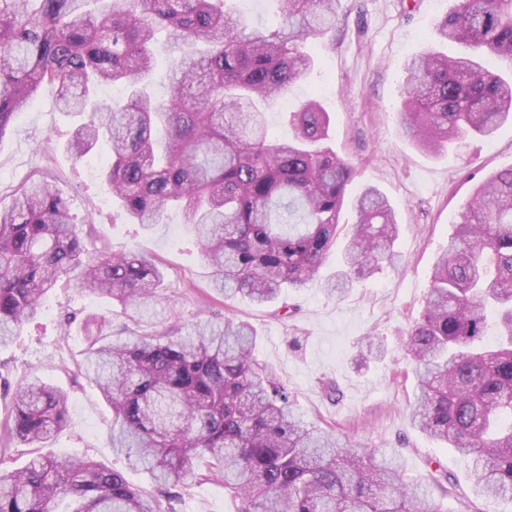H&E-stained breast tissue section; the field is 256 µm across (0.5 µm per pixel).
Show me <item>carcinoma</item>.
Listing matches in <instances>:
<instances>
[{"mask_svg":"<svg viewBox=\"0 0 512 512\" xmlns=\"http://www.w3.org/2000/svg\"><path fill=\"white\" fill-rule=\"evenodd\" d=\"M271 29L224 9V0H0V141L50 86L61 111L87 115L69 139L80 160L105 143L104 184L133 224L148 230L173 208L192 226L213 288L256 305L313 282L357 213L328 280L392 266L397 221L376 187L348 195L354 169L327 145L330 115L310 98L280 138L271 105L314 66L303 44L336 24V0H276ZM176 51L163 100L145 88L158 35ZM439 34L471 50L427 52L406 69L402 130L440 153L469 134L492 137L512 119V0H458ZM497 58L505 68L483 64ZM121 84L127 102L98 99ZM118 303L137 330L112 342L110 317L82 321L80 372L112 409V450L147 474V499L124 472L85 457L31 456L0 467V512H176L195 471L223 482L236 512H443L428 484L405 480L398 450L359 452L305 423L274 370L254 356L245 321L209 320L193 333L152 316L168 301L155 258L139 248L86 251L54 179L41 176L0 205V347L41 313L60 281ZM415 363L410 417L469 461L476 495L512 500V168L477 186L438 259L421 317L402 339ZM66 392L20 385L6 427L22 445L67 424Z\"/></svg>","mask_w":512,"mask_h":512,"instance_id":"carcinoma-1","label":"carcinoma"}]
</instances>
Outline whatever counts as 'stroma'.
Masks as SVG:
<instances>
[{"instance_id":"35a3bbf8","label":"stroma","mask_w":512,"mask_h":512,"mask_svg":"<svg viewBox=\"0 0 512 512\" xmlns=\"http://www.w3.org/2000/svg\"><path fill=\"white\" fill-rule=\"evenodd\" d=\"M454 0H338V23L324 38L306 43L315 68L273 104L268 119L285 133V117L300 102L317 96L331 116L329 144L355 169L349 195L373 186L389 198L398 222L396 266L366 280L354 281L343 297L324 291L325 278L342 268V250L333 248L318 281L307 288L283 292L281 302L295 305V315L276 317L274 306L239 299L225 303L210 287L211 269L179 210L166 223L145 230L127 223L107 193L102 171L111 159L99 145L81 162L65 149L79 116L58 111L55 93L42 88L34 105L19 115L0 143V201L42 173H50L69 201L75 221L94 216L85 225L88 248L151 253L166 275L167 293L185 326L212 314L250 323L257 332L255 355L275 371L290 394L294 409L316 427L367 452L395 448L406 476L430 480L433 462L448 472V482L433 486V496L446 512H512V504L477 498L465 458L420 433L412 424L409 405L416 389L412 363L401 340L425 305L433 268L448 245L472 191L487 176L512 167V123L492 139L466 137L459 151L430 156L405 137L400 127L406 63L415 54L441 51L456 55L457 44L443 41L437 28ZM78 318L106 314L112 336L127 339L134 326L112 304L59 285L45 299L38 320L0 347V423L13 405L17 384L39 379L69 395L68 423L42 452L60 456L89 455L126 470L132 486L144 497L158 495L144 474L127 471L123 456L112 451V413L97 388L78 372L82 332L78 323L64 328V312ZM380 337L383 357L361 367L356 363L364 336ZM334 383L335 398L324 385ZM177 512H235L222 485L188 480Z\"/></svg>"}]
</instances>
